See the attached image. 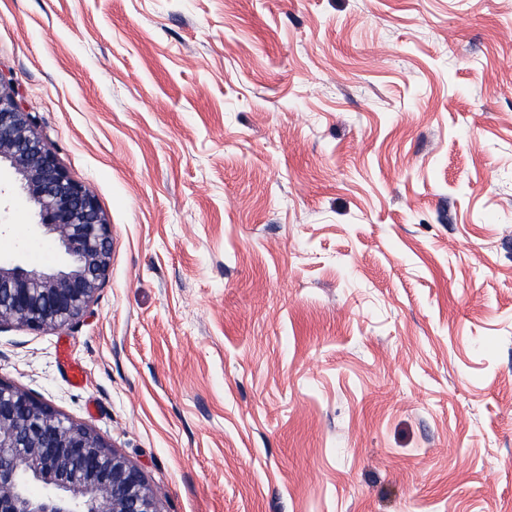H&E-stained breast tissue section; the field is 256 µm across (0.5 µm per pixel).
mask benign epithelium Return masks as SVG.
<instances>
[{"instance_id":"benign-epithelium-1","label":"benign epithelium","mask_w":512,"mask_h":512,"mask_svg":"<svg viewBox=\"0 0 512 512\" xmlns=\"http://www.w3.org/2000/svg\"><path fill=\"white\" fill-rule=\"evenodd\" d=\"M36 209V226L68 262L54 269L0 260V332L77 323L106 281L112 235L92 192L45 144L37 118L0 77V165ZM0 512H161L142 472L89 428L0 379Z\"/></svg>"}]
</instances>
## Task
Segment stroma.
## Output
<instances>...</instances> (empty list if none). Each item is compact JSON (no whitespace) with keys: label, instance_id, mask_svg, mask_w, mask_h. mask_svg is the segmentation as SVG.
<instances>
[{"label":"stroma","instance_id":"1","mask_svg":"<svg viewBox=\"0 0 512 512\" xmlns=\"http://www.w3.org/2000/svg\"><path fill=\"white\" fill-rule=\"evenodd\" d=\"M0 76L112 227L0 379L161 512H512V0H0Z\"/></svg>","mask_w":512,"mask_h":512}]
</instances>
